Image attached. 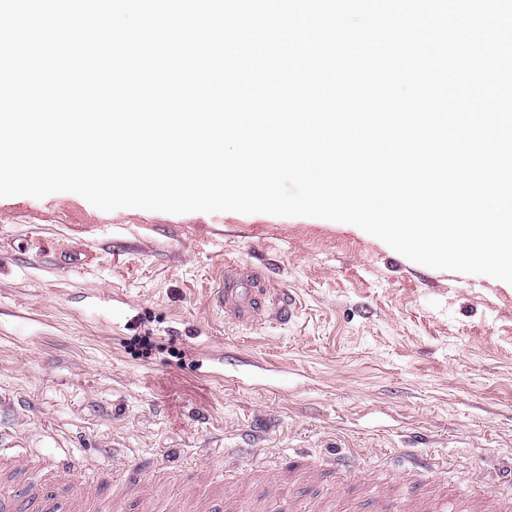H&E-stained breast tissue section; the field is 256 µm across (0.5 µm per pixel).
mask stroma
Returning <instances> with one entry per match:
<instances>
[{
    "instance_id": "obj_1",
    "label": "stroma",
    "mask_w": 512,
    "mask_h": 512,
    "mask_svg": "<svg viewBox=\"0 0 512 512\" xmlns=\"http://www.w3.org/2000/svg\"><path fill=\"white\" fill-rule=\"evenodd\" d=\"M228 265L293 294L296 316L225 315L209 290ZM0 398V436L40 465L60 448L180 449L186 465L131 512L208 493L199 461L236 448L258 454L225 483L226 512H406L413 484L470 512L481 471L498 476L492 506L512 505V288L325 219L0 198ZM351 450L375 485L307 476ZM411 454L439 474L406 472ZM270 460L294 480L250 483Z\"/></svg>"
}]
</instances>
